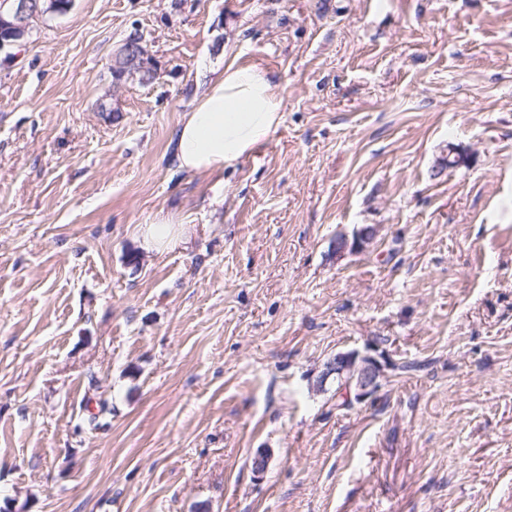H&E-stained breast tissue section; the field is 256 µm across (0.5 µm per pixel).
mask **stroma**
Instances as JSON below:
<instances>
[{
    "instance_id": "1",
    "label": "stroma",
    "mask_w": 512,
    "mask_h": 512,
    "mask_svg": "<svg viewBox=\"0 0 512 512\" xmlns=\"http://www.w3.org/2000/svg\"><path fill=\"white\" fill-rule=\"evenodd\" d=\"M233 57L283 123L178 169ZM347 352L373 401L316 390ZM202 506L512 512V0H73L0 53V512ZM112 69L125 77L134 78L137 74L149 73V56L143 41L125 40L113 55ZM152 72V71H151ZM141 80H151V74L138 75ZM183 220L157 212L140 231L141 247L147 252H163L185 246L189 240L188 229ZM384 365L374 356L358 352L339 353L328 360L316 379L325 388L329 381L345 383L349 397L357 403L372 400L381 388Z\"/></svg>"
}]
</instances>
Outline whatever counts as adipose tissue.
Instances as JSON below:
<instances>
[{
	"label": "adipose tissue",
	"mask_w": 512,
	"mask_h": 512,
	"mask_svg": "<svg viewBox=\"0 0 512 512\" xmlns=\"http://www.w3.org/2000/svg\"><path fill=\"white\" fill-rule=\"evenodd\" d=\"M283 99L268 73L231 59L204 84L172 141L178 167L199 173L234 165L270 139L283 122ZM145 251L163 252L189 240L183 221L157 212L139 234Z\"/></svg>",
	"instance_id": "adipose-tissue-1"
}]
</instances>
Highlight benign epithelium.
I'll list each match as a JSON object with an SVG mask.
<instances>
[{
    "label": "benign epithelium",
    "instance_id": "7a95c632",
    "mask_svg": "<svg viewBox=\"0 0 512 512\" xmlns=\"http://www.w3.org/2000/svg\"><path fill=\"white\" fill-rule=\"evenodd\" d=\"M43 0H13L8 9L0 7V52L21 44L33 17L44 11L62 9L57 0H48L47 9H42ZM112 69L121 77L134 78L150 71L148 51L141 41L123 42L113 55ZM384 365L371 355L358 352L338 353L328 360L316 379L324 388L330 381L345 383L348 395L358 403L372 400L381 388Z\"/></svg>",
    "mask_w": 512,
    "mask_h": 512
}]
</instances>
